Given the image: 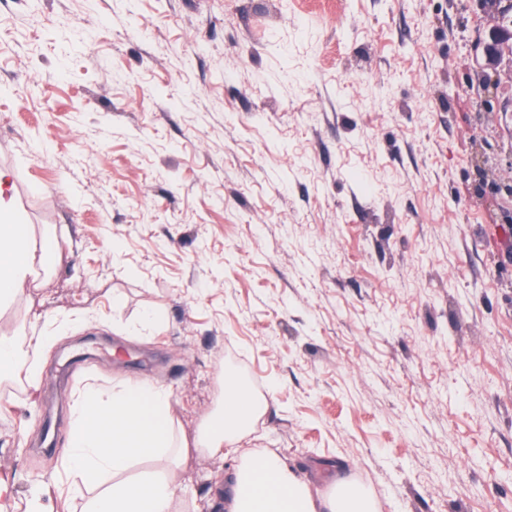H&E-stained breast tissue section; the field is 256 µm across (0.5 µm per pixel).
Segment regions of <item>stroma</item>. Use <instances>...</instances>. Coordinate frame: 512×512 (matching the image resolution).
<instances>
[{"mask_svg":"<svg viewBox=\"0 0 512 512\" xmlns=\"http://www.w3.org/2000/svg\"><path fill=\"white\" fill-rule=\"evenodd\" d=\"M495 24L481 0H0V169L57 254L0 310L55 339L39 386L0 381V512L38 483L41 512H80L71 395L144 379L183 512H220L198 437L228 366L268 401L241 447L313 494L341 473L378 512H512V111L475 79Z\"/></svg>","mask_w":512,"mask_h":512,"instance_id":"obj_1","label":"stroma"}]
</instances>
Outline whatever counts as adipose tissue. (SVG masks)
<instances>
[{
	"label": "adipose tissue",
	"mask_w": 512,
	"mask_h": 512,
	"mask_svg": "<svg viewBox=\"0 0 512 512\" xmlns=\"http://www.w3.org/2000/svg\"><path fill=\"white\" fill-rule=\"evenodd\" d=\"M0 171V306L8 305L35 273L54 263L52 245L40 252L29 246ZM50 337L0 333V380L26 368L37 380L40 356ZM170 395L148 380L124 382L106 390L96 386L74 393L69 403L70 430L65 490L85 497L84 512H178L181 496L171 461L176 446ZM267 403L244 388L233 369L224 371V402L207 419L200 443L229 460L224 474V512H377L363 485L339 478L322 495H313L282 457L243 451L240 440ZM159 461L157 470L136 480L124 474L138 460Z\"/></svg>",
	"instance_id": "1"
}]
</instances>
